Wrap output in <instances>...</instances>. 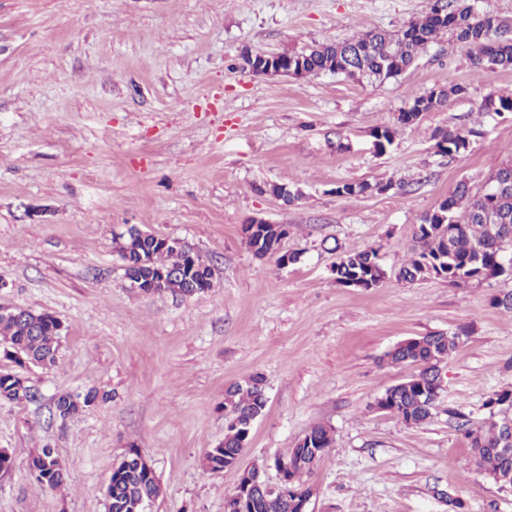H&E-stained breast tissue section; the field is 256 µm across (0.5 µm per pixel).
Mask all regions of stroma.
I'll return each instance as SVG.
<instances>
[{
	"label": "stroma",
	"instance_id": "1",
	"mask_svg": "<svg viewBox=\"0 0 512 512\" xmlns=\"http://www.w3.org/2000/svg\"><path fill=\"white\" fill-rule=\"evenodd\" d=\"M430 0H0V305L62 324L56 366L18 364L34 397L0 401V512H106L113 470L137 450L161 493L147 512H224L239 479L211 472L224 439V394L261 374L268 403L244 465L279 475L316 424L334 443L305 482L312 512H512V489L481 470L449 410L473 422L512 390V313L494 296L512 280L399 281L421 216L458 183L480 189L512 160V113L480 111L512 94V69L476 70L447 33L384 83L337 74L255 75L246 53L277 54L370 30L395 31ZM463 87L419 123L400 112L434 89ZM395 131L377 148L374 130ZM469 131L459 153L441 130ZM381 183L343 197L342 182ZM300 189L284 204L270 185ZM284 224L283 266L249 248L245 224ZM135 226L184 241L210 264L200 297L132 287L115 244ZM377 250L385 278L337 283L339 253ZM462 332L441 367L432 417L409 425L376 410L413 374L383 357L400 342ZM102 399L60 419L58 395ZM55 448L66 486L31 477L27 460ZM463 510H455L453 500Z\"/></svg>",
	"mask_w": 512,
	"mask_h": 512
}]
</instances>
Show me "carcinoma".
<instances>
[{
  "label": "carcinoma",
  "instance_id": "carcinoma-1",
  "mask_svg": "<svg viewBox=\"0 0 512 512\" xmlns=\"http://www.w3.org/2000/svg\"><path fill=\"white\" fill-rule=\"evenodd\" d=\"M448 32L463 44L479 70L512 68V21L496 15L476 16L468 0H433L429 11L395 32L372 30L345 42H325L288 53V64L297 75L340 74L351 79L384 82L410 68L419 53L437 36ZM463 92L461 87L432 90L417 97L412 106L399 114L401 125L416 124L423 113L439 110ZM512 112L511 95L488 94L479 106L482 112ZM466 136L446 130L438 134L437 147L450 154L466 148ZM507 188L498 197L488 191L473 194L461 183L453 194L436 208L426 212L414 228L416 246L397 277L412 283L428 277H441L453 285L481 282L502 275L512 277V266L503 267L504 252L512 253V161L494 172ZM389 185L344 182L335 188L338 196L382 193ZM248 244L259 256L274 254L280 241L288 235L282 224H247ZM120 255L126 273L134 283L145 281L161 272L166 279L158 293L172 292L183 297H199L211 288L213 272L203 257L188 244L172 239L165 244L153 236L143 237L138 228L130 227L119 235ZM336 281L347 285L362 281L376 287L385 278L378 253L374 249H352L340 254L334 265ZM59 322L48 313L19 309L0 314V344L17 361L28 360L50 367L59 352ZM462 343V334L434 333L394 346L384 361L393 365H416L419 371L391 386L384 397L391 402L394 414L408 425H418L431 418L434 403L430 396L441 389L438 365L447 361ZM32 398L24 379L9 373L0 374V400L20 403ZM97 394L88 392L82 401L68 394L57 397L55 414L67 418L95 405ZM267 404L264 380L256 374L227 389L224 395L226 421L224 442L209 449L202 465L211 472L224 470V457H234L241 450L242 435L263 412ZM461 426L469 439L479 467L503 487L512 486V461L498 452L512 433V418H488L479 424L464 420ZM333 444L331 428L317 424L292 448L301 459L295 467L293 487L307 489L301 477L310 473L318 460L309 448L329 449ZM141 455L130 451L113 471L107 489V512H140L141 503L159 495L160 485L140 464ZM28 469L40 485L57 489L67 479V472L54 449L46 446L28 459ZM247 512H292L290 502L265 491L257 493Z\"/></svg>",
  "mask_w": 512,
  "mask_h": 512
}]
</instances>
